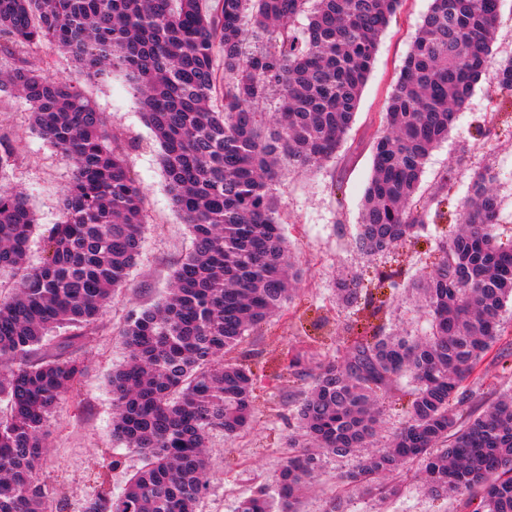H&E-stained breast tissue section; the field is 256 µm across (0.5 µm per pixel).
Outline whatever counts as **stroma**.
<instances>
[{"label": "stroma", "instance_id": "obj_1", "mask_svg": "<svg viewBox=\"0 0 512 512\" xmlns=\"http://www.w3.org/2000/svg\"><path fill=\"white\" fill-rule=\"evenodd\" d=\"M430 3L403 0L381 35L355 123L335 159L308 171H288L281 180L282 231L295 255L301 281L284 311L245 337L229 354L230 360L249 366L255 376V414L237 437L211 433L210 483L200 512H234L239 499L272 485L288 454L297 402L309 388L308 380L277 372L276 365L289 350L303 351L312 365L343 349V328L350 310L337 301L336 288L344 270L356 272L367 282L376 270L398 271L401 287L391 296L381 322L386 332L423 336L429 323L418 307L413 284L429 272L436 258L430 250L431 239L455 231L475 172L487 169L496 175L499 232L505 238L512 236V107L502 106L494 76L489 73L458 112L447 140L431 152L425 164L421 192L426 197L434 191L443 170L455 171L447 198L428 215L425 238L372 260L353 245L372 171L373 142L381 129L388 96ZM22 55L78 85L105 112L110 131L126 145L130 174L145 193L147 228L141 252L126 287L101 316L99 334L77 352L87 373L51 416L49 452L37 472L38 482L52 494L53 512H82L84 504L99 492L101 480H108L112 493L120 494L127 477L142 465L140 454L112 438L108 377L125 356L119 331L126 317L164 299L173 271L193 247V236L172 205L160 147L144 122L134 85L125 72L116 69L88 76L51 45L24 49ZM0 134L18 147L9 181L27 194L37 218L29 250V259L36 264L44 256L49 229L60 219V198L73 177V168L60 149L32 134L29 112L21 99L0 96ZM503 331L501 340L465 383L475 393V410H483L500 394L512 390V368L499 361L501 352H512V310L503 317ZM350 465L347 459H325L315 486L298 504L299 512H327L335 496L344 497L347 512H459L458 500L431 498L418 478V464L405 470L402 493L385 500L346 491L338 476Z\"/></svg>", "mask_w": 512, "mask_h": 512}]
</instances>
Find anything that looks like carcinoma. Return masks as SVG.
<instances>
[{
    "label": "carcinoma",
    "mask_w": 512,
    "mask_h": 512,
    "mask_svg": "<svg viewBox=\"0 0 512 512\" xmlns=\"http://www.w3.org/2000/svg\"><path fill=\"white\" fill-rule=\"evenodd\" d=\"M401 2L0 0V59L48 43L90 75L128 72L194 238L166 300L127 317L126 359L109 378L112 438L146 463L120 495L104 487L82 512H198L209 435L234 437L253 417L254 374L224 353L282 311L299 279L281 228V173L336 154ZM500 2L431 0L373 146L354 237L363 255L391 254L425 229L455 170L421 201L424 165L489 66L496 90L512 95V59L495 63L490 49ZM0 93L25 102L32 131L74 169L45 256L31 265L35 217L25 193L5 183L18 150L0 137V272L13 279L0 296V512H49L36 477L48 423L86 372L72 350L98 334L140 254L144 192L80 87L24 58L0 71ZM494 181L489 170L474 175L459 229L416 285L427 335H384L374 321L385 300L357 275L341 279L339 298L353 310L344 351L308 370L303 354H286V368L311 379L292 452L273 491L258 489L236 512H298L323 459L356 454L340 481L368 496L399 495L397 476L419 462L431 496L466 493L469 512H512V394L458 419L473 398L462 383L500 340L512 301V239L496 232ZM397 277L379 271L374 288L395 290ZM403 377L406 420L377 448L379 393Z\"/></svg>",
    "instance_id": "obj_1"
}]
</instances>
